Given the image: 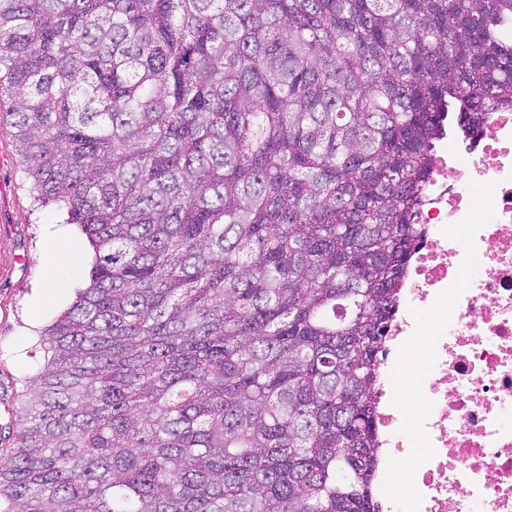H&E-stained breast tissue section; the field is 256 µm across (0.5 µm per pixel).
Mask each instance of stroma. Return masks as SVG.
<instances>
[{"mask_svg": "<svg viewBox=\"0 0 512 512\" xmlns=\"http://www.w3.org/2000/svg\"><path fill=\"white\" fill-rule=\"evenodd\" d=\"M78 225L55 205L36 206L13 129L0 125V433L18 420L20 396L44 365L39 333L89 281L92 261L73 267L72 246L86 245ZM56 283L51 303L37 297Z\"/></svg>", "mask_w": 512, "mask_h": 512, "instance_id": "35a3bbf8", "label": "stroma"}]
</instances>
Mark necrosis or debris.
<instances>
[{
  "mask_svg": "<svg viewBox=\"0 0 512 512\" xmlns=\"http://www.w3.org/2000/svg\"><path fill=\"white\" fill-rule=\"evenodd\" d=\"M425 195L378 390L382 445L414 477L380 508L512 512V112L439 155ZM422 341L416 385L398 393Z\"/></svg>",
  "mask_w": 512,
  "mask_h": 512,
  "instance_id": "necrosis-or-debris-1",
  "label": "necrosis or debris"
}]
</instances>
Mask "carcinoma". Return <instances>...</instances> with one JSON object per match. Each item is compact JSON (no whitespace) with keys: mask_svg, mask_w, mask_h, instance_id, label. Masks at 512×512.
I'll list each match as a JSON object with an SVG mask.
<instances>
[{"mask_svg":"<svg viewBox=\"0 0 512 512\" xmlns=\"http://www.w3.org/2000/svg\"><path fill=\"white\" fill-rule=\"evenodd\" d=\"M0 89L95 252L0 512H380L379 353L512 0H0Z\"/></svg>","mask_w":512,"mask_h":512,"instance_id":"carcinoma-1","label":"carcinoma"}]
</instances>
